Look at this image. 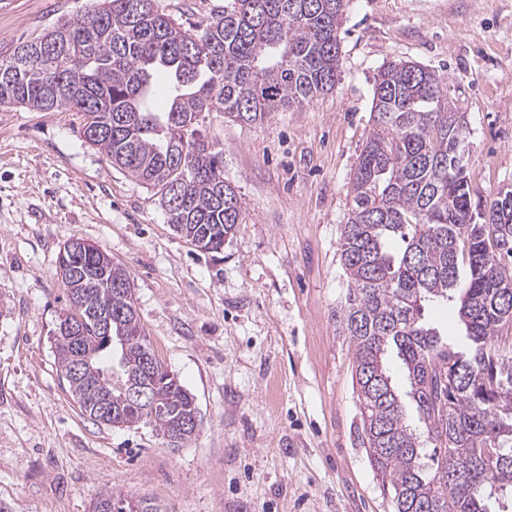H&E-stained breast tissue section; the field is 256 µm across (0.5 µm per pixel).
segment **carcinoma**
I'll return each instance as SVG.
<instances>
[{"label": "carcinoma", "instance_id": "cac0c4a2", "mask_svg": "<svg viewBox=\"0 0 512 512\" xmlns=\"http://www.w3.org/2000/svg\"><path fill=\"white\" fill-rule=\"evenodd\" d=\"M158 2L103 0L48 30L46 49L31 51L27 41L0 55V107L82 113L84 140L153 187L168 223L195 247L216 252L241 206L224 182V149L200 133L204 113L253 123L331 91L349 0H233L193 30L175 25ZM158 71L168 77L165 112L148 106ZM444 85L413 62L378 71L340 238L348 291L338 319L356 349L362 446L396 512H492V498L512 495V344L501 346L512 329V196L498 192L473 213L467 167L456 163L469 128ZM179 181L187 191L174 210L167 203ZM57 262L69 309L54 330L55 358L81 410L113 427L149 424L165 437L198 414L160 360L157 372L143 371L151 344L140 320L117 314L115 287L132 284L129 273L78 238ZM454 301L465 350L424 320L427 304ZM105 314L109 340L99 331ZM390 352L407 374L418 430L392 384ZM80 353L89 366L73 374ZM102 377L115 396L131 382L148 384L157 409L101 412ZM94 512L150 508L111 494Z\"/></svg>", "mask_w": 512, "mask_h": 512}]
</instances>
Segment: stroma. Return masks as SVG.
<instances>
[{"mask_svg": "<svg viewBox=\"0 0 512 512\" xmlns=\"http://www.w3.org/2000/svg\"><path fill=\"white\" fill-rule=\"evenodd\" d=\"M229 0H160L190 29ZM94 0H0V53ZM335 88L240 123L206 113L241 218L217 253L168 224L158 195L81 136L69 110L0 108V503L91 512L106 493L159 512H394L359 442L340 236L372 128L373 81L410 61L444 77L470 129L475 195L512 186V0H350ZM129 273L156 355L193 394L197 434L93 423L54 356L64 243Z\"/></svg>", "mask_w": 512, "mask_h": 512, "instance_id": "35a3bbf8", "label": "stroma"}]
</instances>
